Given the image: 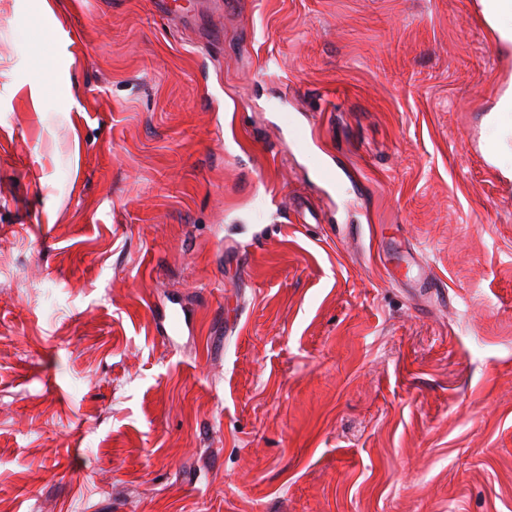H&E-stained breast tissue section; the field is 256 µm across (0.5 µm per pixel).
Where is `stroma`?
Segmentation results:
<instances>
[{
    "label": "stroma",
    "instance_id": "1",
    "mask_svg": "<svg viewBox=\"0 0 512 512\" xmlns=\"http://www.w3.org/2000/svg\"><path fill=\"white\" fill-rule=\"evenodd\" d=\"M54 2L0 0V512H512L480 0Z\"/></svg>",
    "mask_w": 512,
    "mask_h": 512
}]
</instances>
